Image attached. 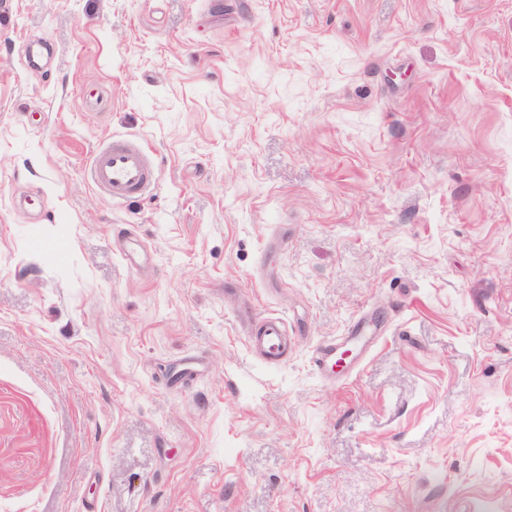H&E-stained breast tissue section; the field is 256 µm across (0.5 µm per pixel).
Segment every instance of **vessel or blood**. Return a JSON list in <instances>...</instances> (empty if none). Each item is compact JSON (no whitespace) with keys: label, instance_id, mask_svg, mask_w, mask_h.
<instances>
[{"label":"vessel or blood","instance_id":"obj_1","mask_svg":"<svg viewBox=\"0 0 512 512\" xmlns=\"http://www.w3.org/2000/svg\"><path fill=\"white\" fill-rule=\"evenodd\" d=\"M88 174L92 184L109 199L121 201L148 193L155 182V167L149 150L134 138H115L99 146L93 153ZM358 330L348 336L319 346L313 356L318 371L334 370L345 347L355 346ZM287 344L281 318L268 316L263 320L261 333L256 338L260 356L270 364L280 363Z\"/></svg>","mask_w":512,"mask_h":512}]
</instances>
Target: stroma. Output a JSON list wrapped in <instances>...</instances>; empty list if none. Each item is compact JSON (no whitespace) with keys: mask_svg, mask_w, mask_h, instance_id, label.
Here are the masks:
<instances>
[{"mask_svg":"<svg viewBox=\"0 0 512 512\" xmlns=\"http://www.w3.org/2000/svg\"><path fill=\"white\" fill-rule=\"evenodd\" d=\"M0 512H512V0H0ZM88 174L92 184L109 199L141 197L155 182V167L149 150L134 138H115L93 153ZM261 333L256 336V347L260 356L268 364L281 362L287 345L284 323L280 317L266 316L261 325ZM358 324L354 325L349 336H344L336 342H330L319 346L313 356L314 367L320 371L335 372V367L340 357L345 352L344 347H355L358 342L359 336Z\"/></svg>","mask_w":512,"mask_h":512,"instance_id":"stroma-1","label":"stroma"}]
</instances>
